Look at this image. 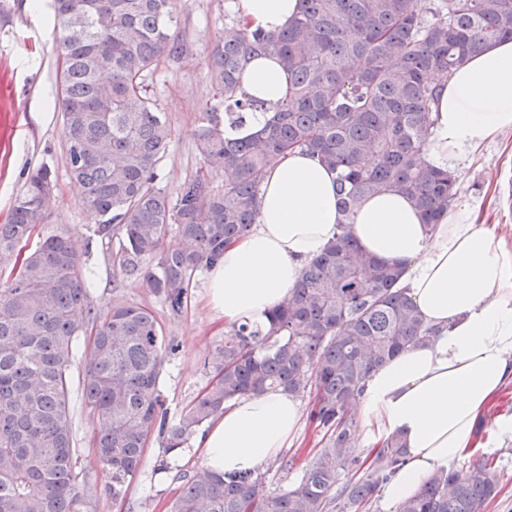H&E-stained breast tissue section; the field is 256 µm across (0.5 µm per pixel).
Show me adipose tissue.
<instances>
[{"label": "adipose tissue", "instance_id": "obj_1", "mask_svg": "<svg viewBox=\"0 0 512 512\" xmlns=\"http://www.w3.org/2000/svg\"><path fill=\"white\" fill-rule=\"evenodd\" d=\"M300 0H232L249 30L276 32L300 10ZM289 76L277 58L251 60L240 89L258 102L239 137L262 129L284 99ZM425 163L455 170L460 160L512 130V40L489 44L442 84ZM340 215L336 173L292 150L266 172L258 215L249 233L225 247L207 269V302L225 325H267L309 260L333 240ZM359 247L405 268L409 295L438 333L377 369L358 406L363 443L380 447L400 434L406 462L386 484L388 504L418 493L435 470L476 445L475 425L512 382V251L496 229L460 204L425 224L404 195L387 190L366 199L352 226ZM300 402L283 390L227 402L194 439L218 473L253 470L278 456L301 431Z\"/></svg>", "mask_w": 512, "mask_h": 512}]
</instances>
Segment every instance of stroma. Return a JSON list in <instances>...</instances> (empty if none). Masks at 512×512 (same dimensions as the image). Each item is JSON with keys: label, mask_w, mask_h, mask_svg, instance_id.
<instances>
[{"label": "stroma", "mask_w": 512, "mask_h": 512, "mask_svg": "<svg viewBox=\"0 0 512 512\" xmlns=\"http://www.w3.org/2000/svg\"><path fill=\"white\" fill-rule=\"evenodd\" d=\"M175 16L183 52L163 59L149 81L150 94L165 109L173 128L157 181L158 187L169 193L205 168L197 148L202 110L221 104L211 83L208 57L233 12L230 0H175ZM58 54L51 0H42L38 9L31 8L30 0H0V224L8 221L27 170L50 166L56 176L50 218L37 227L29 244L37 246L47 236L67 231L90 246L82 260L89 271V297L96 309L128 300L154 312L166 341L174 346L161 368L159 389L170 416L175 417L205 387L209 371L204 362L223 342L225 325L206 304L205 274H198L187 305L178 311L140 281L114 274L105 250L94 238L96 221L84 209L80 187L63 161ZM455 173L458 201L477 206L512 249V130L461 161ZM71 407L81 454L83 495L92 512H167L181 486L180 474L204 464L199 449L190 446L179 452L177 460H166L158 438H150L125 497L112 499L107 492L111 478L102 471L92 450L97 422L79 398H72ZM502 413H512V384L504 388L477 430L483 455L494 458L500 474L499 494L487 512H512V439L499 434L497 417ZM321 438L320 429L303 424L300 437L280 454L281 460L295 458L296 469L282 470L278 462L261 465L267 487L296 484L300 466L319 450Z\"/></svg>", "instance_id": "obj_1"}]
</instances>
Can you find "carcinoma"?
I'll use <instances>...</instances> for the list:
<instances>
[{
	"instance_id": "cac0c4a2",
	"label": "carcinoma",
	"mask_w": 512,
	"mask_h": 512,
	"mask_svg": "<svg viewBox=\"0 0 512 512\" xmlns=\"http://www.w3.org/2000/svg\"><path fill=\"white\" fill-rule=\"evenodd\" d=\"M53 8L64 163L98 219L113 272L181 307L197 272L255 223L267 168L293 149L337 172L341 221L267 328L224 333L205 364L208 383L171 418L158 382L172 346L152 310L127 301L96 310L82 248L65 231L22 254L48 220L55 186L49 168L29 173L9 223L0 224V265L19 267L0 285V512H86L69 408L81 338L78 390L100 424L95 453L113 498L138 472L152 434L173 453L225 402L280 388L315 394L310 419L325 429L297 485L270 491L257 470L202 467L180 476L170 512H361L407 449L394 434L361 458L350 411L374 370L438 328L407 296L403 270L362 251L351 224L362 202L384 190L411 199L427 224L453 206L456 178L423 161L437 96L431 75L446 81L490 43L512 39V0H432L427 15L417 0H302L300 15L278 33L224 25L209 55L224 111L203 112L206 170L173 194L156 185L173 129L146 78L182 49L174 0H53ZM262 54L276 55L290 74L288 95L259 132L229 139L224 120L240 126L255 109L239 76ZM211 169L224 172L222 184H213ZM173 228L193 247L169 239ZM498 492L496 470L478 458L433 472L398 512H485Z\"/></svg>"
}]
</instances>
